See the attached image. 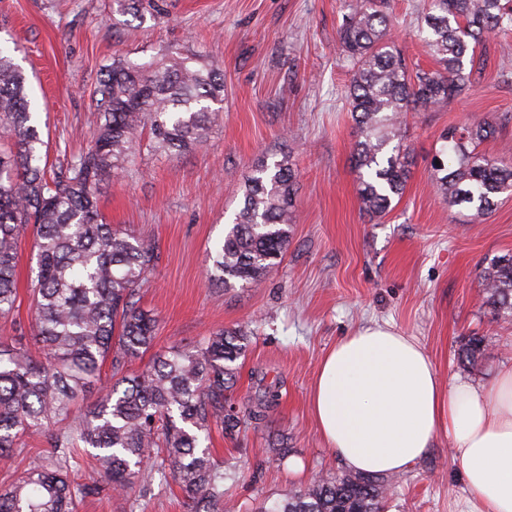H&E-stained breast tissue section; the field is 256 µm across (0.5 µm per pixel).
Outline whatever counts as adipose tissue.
I'll return each mask as SVG.
<instances>
[{"mask_svg": "<svg viewBox=\"0 0 512 512\" xmlns=\"http://www.w3.org/2000/svg\"><path fill=\"white\" fill-rule=\"evenodd\" d=\"M310 408L326 446L366 474L404 471L448 430L476 512H512V365L490 386L444 389L414 339L364 327L322 357Z\"/></svg>", "mask_w": 512, "mask_h": 512, "instance_id": "adipose-tissue-1", "label": "adipose tissue"}]
</instances>
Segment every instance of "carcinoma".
Returning a JSON list of instances; mask_svg holds the SVG:
<instances>
[{
  "label": "carcinoma",
  "instance_id": "carcinoma-1",
  "mask_svg": "<svg viewBox=\"0 0 512 512\" xmlns=\"http://www.w3.org/2000/svg\"><path fill=\"white\" fill-rule=\"evenodd\" d=\"M385 0H353L339 30L351 66L348 102L356 125L353 149L363 210L385 216L409 177L404 114L442 106L472 84L476 49L490 35L512 32V0H430L419 34L438 68L408 67L390 38ZM97 129L91 144L53 175L42 167V140L26 77L0 49V315L16 302L20 243L32 234L36 265L33 336L46 362L19 346L0 348V459L22 439H44L51 458L0 489V512H76L79 502L110 488L126 494L144 478L150 452L161 449L190 512H232L224 502V469L203 446L212 427L234 438L259 408L278 400L266 386L257 408L243 414L227 392L236 362L249 344L235 327L169 353L138 373L132 361L153 345L157 319L138 306L156 248L103 221L98 203L112 174L133 165L148 134L159 152H191L207 140L216 106L224 102V74L194 57L160 54L148 63L115 59L101 69L95 90ZM488 121L452 125L439 135L430 178L448 204L483 219L496 199L512 194V163L479 145ZM298 173L288 159L260 161L248 177L235 220L212 255L208 283L230 290L260 282L288 247ZM483 305L493 319L512 322V254L496 256L481 276ZM486 350L470 336L459 358L473 364ZM110 362L114 380L79 426L56 430L71 406L101 381ZM89 452L96 479L70 480V459ZM388 480L343 473L289 492L263 512H385Z\"/></svg>",
  "mask_w": 512,
  "mask_h": 512
}]
</instances>
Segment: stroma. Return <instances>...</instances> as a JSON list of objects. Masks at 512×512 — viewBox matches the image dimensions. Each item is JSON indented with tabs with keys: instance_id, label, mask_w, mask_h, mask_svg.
<instances>
[{
	"instance_id": "stroma-1",
	"label": "stroma",
	"mask_w": 512,
	"mask_h": 512,
	"mask_svg": "<svg viewBox=\"0 0 512 512\" xmlns=\"http://www.w3.org/2000/svg\"><path fill=\"white\" fill-rule=\"evenodd\" d=\"M351 0H165V12L116 13L112 0H0V46L14 50L40 107L51 169L65 166L96 127L94 90L106 61L144 63L169 48L224 73V104L206 144L189 153L142 152L136 167L104 186L109 224L156 247L160 259L139 292L158 319L144 370L167 352L241 326L250 343L232 393L238 410L256 405L269 383L280 398L237 440L213 433L210 448L225 471L224 496L238 512L345 468L322 441L309 395L322 355L342 336L389 324L431 356L442 382L494 383L512 364V323L482 304L488 259L512 253V195H500L481 223L451 206L430 179L439 133L448 125L491 120L482 152L512 159V33L486 39L483 65L462 97L406 115L411 175L382 219L361 208L352 164L354 121L346 100L351 67L337 30ZM394 44L409 64L434 67L417 33L428 0H389ZM289 159L299 170L294 222L283 261L259 284L208 286L210 253L240 207L245 180L263 159ZM31 240H23L14 310L0 337L29 328ZM471 336L487 349L476 366L458 350ZM286 449L277 458V449ZM51 455L26 440L0 462V488ZM472 493L446 430L406 470L391 474L389 512H471ZM78 512H189L172 477L153 474L128 495L84 498Z\"/></svg>"
}]
</instances>
